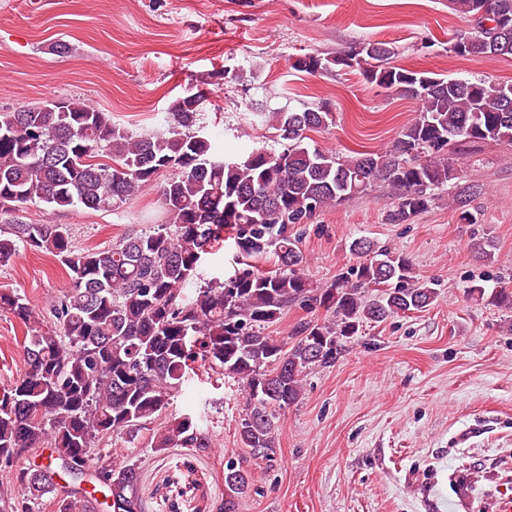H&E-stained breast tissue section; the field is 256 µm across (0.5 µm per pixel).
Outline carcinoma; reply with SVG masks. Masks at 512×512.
<instances>
[{
    "mask_svg": "<svg viewBox=\"0 0 512 512\" xmlns=\"http://www.w3.org/2000/svg\"><path fill=\"white\" fill-rule=\"evenodd\" d=\"M471 18L469 56L512 55V0H450ZM369 54L350 47L333 56L306 53L293 68L316 76L337 66L358 70L371 85L418 101L420 111L385 150L339 157L305 146L306 133L331 126L327 105L268 114L281 149L255 148L243 157L219 154L200 123V106L187 94L169 106L167 132L136 136L104 110L80 99L54 112L48 102L0 112V265L19 248L49 254L71 281L45 322L28 300L0 293V310L26 328L23 371L0 391V471L14 474L20 497H5L11 512H141L134 493L138 469L118 466L102 453L112 436L137 433L167 415L185 378L201 363L240 382L246 413L238 432L254 461L275 460L280 411L302 392L304 373L336 359L341 343L367 323L421 311L438 298L431 282L414 275L402 254L367 238L351 250L357 263L325 288L311 286L292 224H308L322 210L384 183L397 205L388 215L405 224L428 209L433 191L457 178L449 154L458 142L512 143V84L440 78L393 64L388 42H367ZM166 175L159 192L164 222L131 231L111 246L76 249L66 224H27L14 213L28 203L52 211L108 210L132 200ZM460 219L478 192L457 185ZM231 232L247 268L224 282L185 294L204 256ZM272 272L249 261L267 253ZM468 294L512 309V289L482 284ZM325 310L328 319L300 323L285 340L265 333L290 304ZM49 445L35 467L23 457ZM161 451L205 450L209 443L190 414L174 417L151 436ZM91 490L63 478L82 474L93 460ZM253 475L246 461L224 462V498L213 512H238Z\"/></svg>",
    "mask_w": 512,
    "mask_h": 512,
    "instance_id": "obj_1",
    "label": "carcinoma"
}]
</instances>
